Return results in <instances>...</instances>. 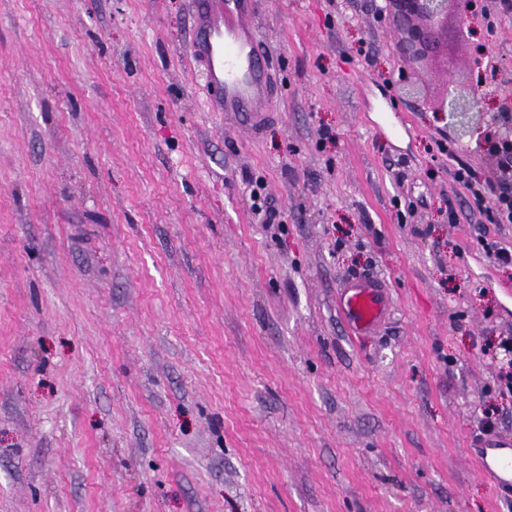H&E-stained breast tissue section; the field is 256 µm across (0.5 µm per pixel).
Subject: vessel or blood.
<instances>
[{
	"label": "vessel or blood",
	"instance_id": "b4317fda",
	"mask_svg": "<svg viewBox=\"0 0 512 512\" xmlns=\"http://www.w3.org/2000/svg\"><path fill=\"white\" fill-rule=\"evenodd\" d=\"M258 4L259 0H195L192 45L209 108L253 134L266 120L274 91L269 53L256 23ZM336 307L351 335L375 332L390 314L384 278L373 273L344 278L338 284ZM472 454L481 476L502 497H511L512 437L481 435Z\"/></svg>",
	"mask_w": 512,
	"mask_h": 512
}]
</instances>
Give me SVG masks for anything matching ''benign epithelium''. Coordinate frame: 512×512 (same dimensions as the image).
Instances as JSON below:
<instances>
[{
  "instance_id": "7a95c632",
  "label": "benign epithelium",
  "mask_w": 512,
  "mask_h": 512,
  "mask_svg": "<svg viewBox=\"0 0 512 512\" xmlns=\"http://www.w3.org/2000/svg\"><path fill=\"white\" fill-rule=\"evenodd\" d=\"M481 12L476 0H386L388 14L401 36L405 54L420 67L453 45L452 17L478 16ZM475 107L471 93L458 87L447 93L439 111L461 126L470 123Z\"/></svg>"
}]
</instances>
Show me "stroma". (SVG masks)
Returning <instances> with one entry per match:
<instances>
[{
    "label": "stroma",
    "mask_w": 512,
    "mask_h": 512,
    "mask_svg": "<svg viewBox=\"0 0 512 512\" xmlns=\"http://www.w3.org/2000/svg\"><path fill=\"white\" fill-rule=\"evenodd\" d=\"M484 9L449 76L374 0H260L254 138L206 109L192 0H0V512H512L468 454L484 416L512 436V267L481 245L512 224L438 147L499 176L512 16ZM365 271L393 310L353 336ZM475 107V100L471 93L462 91L459 86L447 93L439 107L440 112H448V116L460 126L470 123V114ZM251 191V198L253 200L252 208L256 214H262V224H276L280 223V212L268 202V199L262 197L263 186L259 183L255 185ZM337 288V311L351 335L365 336L386 323L390 295L384 278L357 274L341 280Z\"/></svg>",
    "instance_id": "obj_1"
}]
</instances>
